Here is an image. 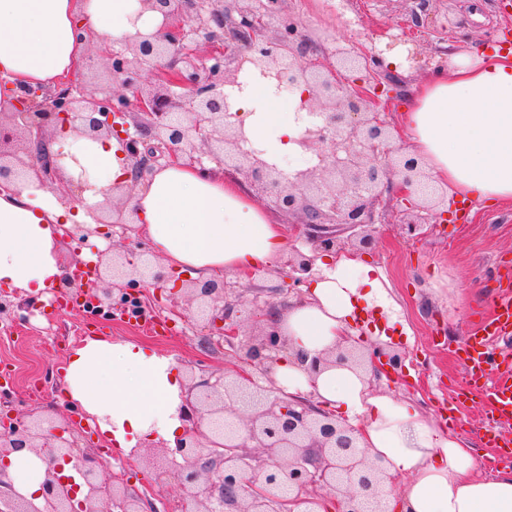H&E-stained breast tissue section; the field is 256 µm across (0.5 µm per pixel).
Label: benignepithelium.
Wrapping results in <instances>:
<instances>
[{"label": "benign epithelium", "instance_id": "benign-epithelium-1", "mask_svg": "<svg viewBox=\"0 0 512 512\" xmlns=\"http://www.w3.org/2000/svg\"><path fill=\"white\" fill-rule=\"evenodd\" d=\"M141 4L178 24L157 34L137 32L120 48L108 49L111 88L90 90L78 79L55 91L35 93L28 85L0 109V183L34 171L64 198L73 197L74 184L59 185L65 155L50 149L56 127L93 138L124 136L134 182L146 179L161 159L199 167L203 159L213 160L243 176L276 211L307 226L309 253L296 250L287 263L295 289L316 277L317 255L369 247L378 207L390 196H415L426 211L435 207L438 189L380 111L394 89L377 83L371 90H350L337 81L336 70L317 68L283 0L267 12L262 0ZM328 57L352 71L380 66L379 56H357L340 46ZM244 61L302 90V107L316 117L301 139L317 158L314 166L290 177L248 147L224 92L238 84ZM146 71L159 82L153 91L142 87ZM131 97L136 119L129 123ZM124 208L116 197H106L105 217L97 227H84L81 241L100 233L102 224L124 223ZM344 233L351 241L340 238ZM104 265L102 253L95 263L75 261L62 287L77 300L91 297L96 308H112ZM112 280L125 281L127 303L140 286L163 288L170 277L143 253L132 272L122 256H112ZM227 293L223 283L198 280L187 296L197 321L214 327L216 343L228 345L239 362L214 380L192 379L183 398L186 424L171 455L181 458L176 466L196 512H224L226 506L235 512H316L328 498L341 500V512H388L385 488L395 478L360 449L357 431L320 409L312 395L288 396L276 387L273 373L288 353L287 340L272 323L256 339L239 337ZM335 362L389 378L401 358L346 344L337 348ZM0 418V512H142L141 498L104 472V458L85 452L73 427L56 426L33 411H6ZM21 448L46 463L40 506L17 492L7 473L8 456ZM70 463L80 473V486L62 476Z\"/></svg>", "mask_w": 512, "mask_h": 512}]
</instances>
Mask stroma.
<instances>
[{
  "mask_svg": "<svg viewBox=\"0 0 512 512\" xmlns=\"http://www.w3.org/2000/svg\"><path fill=\"white\" fill-rule=\"evenodd\" d=\"M506 2L286 0L285 8L312 42L325 45L333 39L360 55H385L400 47L418 53V60L405 69L380 68L364 76L369 83H396L398 94L385 108L396 123L410 85L442 66L448 53L495 54L499 31L512 29ZM410 217L403 202L390 201L373 244L358 253L366 264L381 268L389 282L398 310L386 333L390 346L403 356L394 381H372L371 389L416 400L425 416L441 425L448 415L441 395L461 374L454 353L468 343L486 301L511 284L512 203L472 201L466 222L431 219L414 240L400 229ZM286 261L279 256L248 278L224 275L244 334H259L268 307L287 308L292 296ZM193 282V276L181 273L172 300L142 289L145 309L167 323L160 339L148 329L63 304V291L54 286L36 296L15 291L9 310L0 314V391L18 410L35 409L60 422H76L83 444L111 457L113 474L146 499V512H183L189 506L174 464L156 440L140 445L132 457L111 454V443L98 426L84 425L82 409L66 398L65 370L74 348L101 338L149 346L169 357L186 380L222 374L231 350L214 344L187 306L183 291Z\"/></svg>",
  "mask_w": 512,
  "mask_h": 512,
  "instance_id": "1",
  "label": "stroma"
}]
</instances>
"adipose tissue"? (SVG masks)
<instances>
[{
    "mask_svg": "<svg viewBox=\"0 0 512 512\" xmlns=\"http://www.w3.org/2000/svg\"><path fill=\"white\" fill-rule=\"evenodd\" d=\"M112 43L162 29L163 16L140 0H0V79L56 83L86 57L79 24ZM228 90L233 112L262 159L277 164L301 153L309 124L301 95L282 102L274 79L246 66ZM401 124L415 156L427 161L436 184L449 194L512 202V57L457 55L447 69L417 82ZM130 166L116 137L68 133L62 176L84 188L70 206L35 175L0 188V282L36 294L61 277L57 225L88 224L91 209L112 189L126 186ZM134 220L169 266L209 280L264 268L286 248L280 223L223 172L183 163L156 168L130 197ZM320 275L302 300L277 314L290 355L275 369L286 394L314 393L317 401L356 428L369 456L394 486L390 512H512V472L486 479L471 444L444 433L412 402L372 393L370 372L351 364L308 373L302 359L328 356L353 333L360 305L396 310L383 273L354 255L317 257ZM68 396L97 416L121 454L162 437L175 445L184 422L183 381L170 358L134 342L90 340L76 348L64 378ZM15 487L35 498L45 465L29 449L9 456Z\"/></svg>",
    "mask_w": 512,
    "mask_h": 512,
    "instance_id": "1",
    "label": "adipose tissue"
}]
</instances>
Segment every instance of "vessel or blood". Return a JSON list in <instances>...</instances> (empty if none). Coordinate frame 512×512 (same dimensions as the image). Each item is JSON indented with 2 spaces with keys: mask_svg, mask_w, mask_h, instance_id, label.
<instances>
[{
  "mask_svg": "<svg viewBox=\"0 0 512 512\" xmlns=\"http://www.w3.org/2000/svg\"><path fill=\"white\" fill-rule=\"evenodd\" d=\"M490 314L470 343L457 355L465 383L451 396L452 405L479 401L485 407L483 438L500 449V459L512 461V369H502L499 341L512 339V292L490 300Z\"/></svg>",
  "mask_w": 512,
  "mask_h": 512,
  "instance_id": "1",
  "label": "vessel or blood"
}]
</instances>
